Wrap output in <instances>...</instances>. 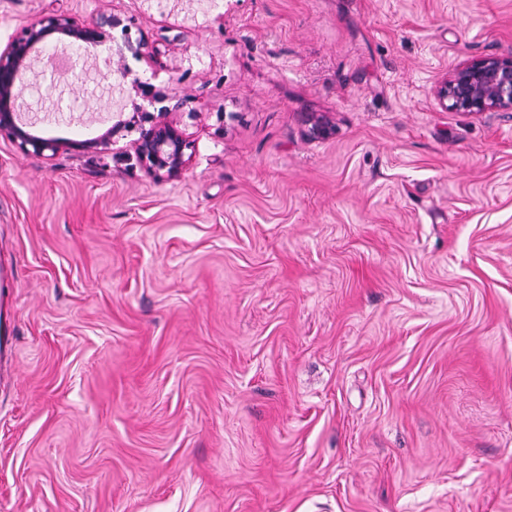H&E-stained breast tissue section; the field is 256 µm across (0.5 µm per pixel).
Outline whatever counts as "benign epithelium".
Instances as JSON below:
<instances>
[{
  "label": "benign epithelium",
  "instance_id": "1",
  "mask_svg": "<svg viewBox=\"0 0 512 512\" xmlns=\"http://www.w3.org/2000/svg\"><path fill=\"white\" fill-rule=\"evenodd\" d=\"M121 20L101 15L92 22H79L65 14L39 16L20 28L0 47V136L6 135L25 152L55 155L61 150L104 152L112 137L121 131L139 132L132 141L134 153L148 175L157 180H173L187 169L191 143L169 115L178 112L184 101L177 100L153 115L138 112L136 117L119 120L103 137L84 141L43 138L34 133L35 123L23 120L30 108L21 95L27 74L34 72V61L51 45L63 44L88 55L103 44L105 28H114ZM125 43L113 49L105 59L107 74L117 70L125 78L129 69L124 49L132 48L129 27H124ZM441 107L455 112H512V54L467 60L455 66L433 90Z\"/></svg>",
  "mask_w": 512,
  "mask_h": 512
}]
</instances>
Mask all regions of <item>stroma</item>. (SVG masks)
Instances as JSON below:
<instances>
[{"mask_svg": "<svg viewBox=\"0 0 512 512\" xmlns=\"http://www.w3.org/2000/svg\"><path fill=\"white\" fill-rule=\"evenodd\" d=\"M50 13L159 54L24 84L38 134L140 80L193 157L0 136V512H512V112L433 94L512 0H0V44Z\"/></svg>", "mask_w": 512, "mask_h": 512, "instance_id": "1", "label": "stroma"}]
</instances>
